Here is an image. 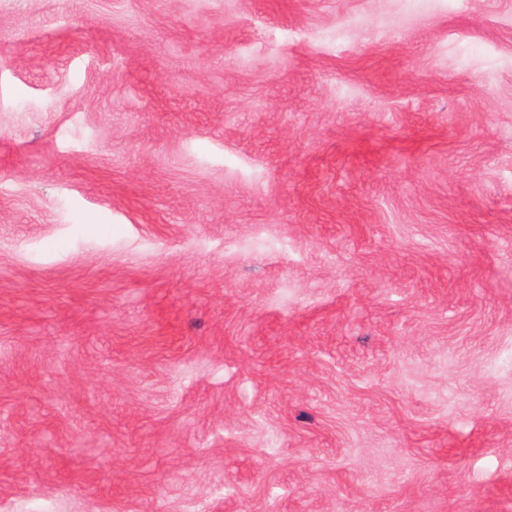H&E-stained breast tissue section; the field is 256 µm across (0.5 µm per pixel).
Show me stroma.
I'll return each mask as SVG.
<instances>
[{"instance_id": "35a3bbf8", "label": "stroma", "mask_w": 512, "mask_h": 512, "mask_svg": "<svg viewBox=\"0 0 512 512\" xmlns=\"http://www.w3.org/2000/svg\"><path fill=\"white\" fill-rule=\"evenodd\" d=\"M0 512H512V0H0Z\"/></svg>"}]
</instances>
